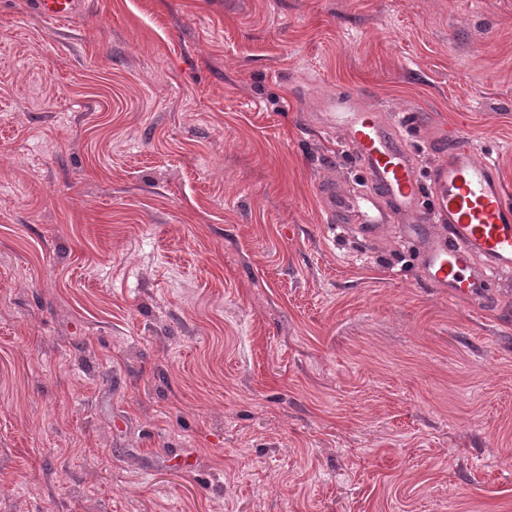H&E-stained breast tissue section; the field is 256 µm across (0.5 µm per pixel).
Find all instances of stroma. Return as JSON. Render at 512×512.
<instances>
[{
	"label": "stroma",
	"instance_id": "stroma-1",
	"mask_svg": "<svg viewBox=\"0 0 512 512\" xmlns=\"http://www.w3.org/2000/svg\"><path fill=\"white\" fill-rule=\"evenodd\" d=\"M339 90L512 190V0H0V512H512V283L329 229ZM83 0H37L36 9L47 21H66L84 7Z\"/></svg>",
	"mask_w": 512,
	"mask_h": 512
}]
</instances>
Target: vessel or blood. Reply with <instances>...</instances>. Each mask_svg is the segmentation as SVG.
I'll list each match as a JSON object with an SVG mask.
<instances>
[{
    "mask_svg": "<svg viewBox=\"0 0 512 512\" xmlns=\"http://www.w3.org/2000/svg\"><path fill=\"white\" fill-rule=\"evenodd\" d=\"M84 0H37L48 21L78 14ZM325 123L358 163L365 187L353 195L323 190L328 221L353 212L358 232L394 227L421 244V272L435 288L452 296L488 299L512 280V191L501 182L491 156L457 129L436 137L441 159L422 170L408 146L410 120L396 113L387 121L371 109L351 105L347 94L327 97ZM414 216L411 224L397 223Z\"/></svg>",
    "mask_w": 512,
    "mask_h": 512,
    "instance_id": "1",
    "label": "vessel or blood"
}]
</instances>
